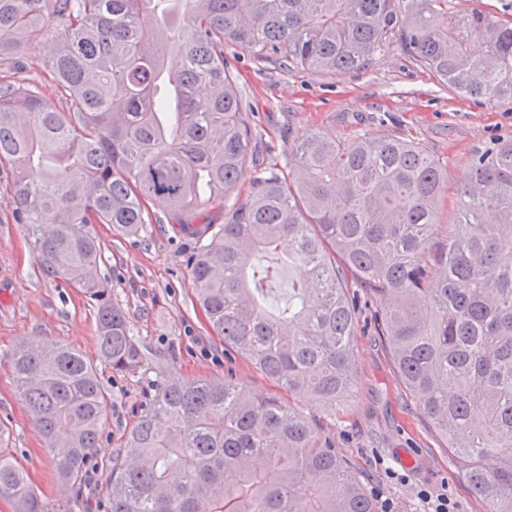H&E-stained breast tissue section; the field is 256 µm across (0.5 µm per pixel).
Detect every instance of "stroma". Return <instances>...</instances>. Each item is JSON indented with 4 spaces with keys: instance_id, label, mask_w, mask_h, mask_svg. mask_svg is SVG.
Masks as SVG:
<instances>
[{
    "instance_id": "stroma-1",
    "label": "stroma",
    "mask_w": 512,
    "mask_h": 512,
    "mask_svg": "<svg viewBox=\"0 0 512 512\" xmlns=\"http://www.w3.org/2000/svg\"><path fill=\"white\" fill-rule=\"evenodd\" d=\"M224 56L234 71L244 107L256 128L253 157L220 204L209 206L212 224L224 222L254 190L262 169L288 166L294 142L311 132L351 140L380 127L424 143L448 174L439 221L447 223L454 199L469 173L471 155L490 138L512 134V100L481 104L438 84L399 48L393 47L365 68L327 76L301 68H283L232 43ZM151 224L135 234H119L111 225L94 230L102 260L97 273L127 317L145 355L136 372L104 368L108 420L92 453L83 499L68 507L56 481L55 463L34 428L13 376L15 348L38 340L64 344L87 357L97 351L96 320L84 295L46 276L24 225L10 207L0 206V426L6 430L0 454L23 467L34 490L54 512H105L110 491L109 464L125 435L146 406L156 380L237 379L257 393L276 385L245 359L228 363L224 343L210 330L190 288V261L203 239L185 233L162 203L150 206ZM357 387L337 411L294 399L301 414L319 420L335 439L346 462L368 484L377 501L394 512H419L420 490L447 489L459 512H486L448 462L420 412L407 401L395 376L388 349L373 332L358 333ZM396 478H388V471Z\"/></svg>"
}]
</instances>
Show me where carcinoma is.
<instances>
[{
    "label": "carcinoma",
    "instance_id": "obj_1",
    "mask_svg": "<svg viewBox=\"0 0 512 512\" xmlns=\"http://www.w3.org/2000/svg\"><path fill=\"white\" fill-rule=\"evenodd\" d=\"M42 62L61 107L18 77ZM338 75L392 46L474 100L512 99V22L450 0H0V165L6 203L42 271L96 311L97 362L39 341L13 370L69 498L81 495L106 424L104 365L143 366L96 276L92 225L134 233L161 202L183 228L224 198L255 140L224 44ZM177 57V79L167 63ZM445 168L418 141L313 133L285 170L262 171L190 264L213 333L290 396L334 409L356 381L358 303L397 376L488 512H512V136L473 151L447 230ZM304 267L288 304L267 307L271 266ZM107 512H377L336 441L275 395L229 377L155 389L112 458ZM14 512H55L0 455ZM51 50L52 41L50 38L28 45L25 49V58L29 68L22 75L28 79V82L38 84L46 99L58 106L60 104H58V99L55 96L53 83L43 72L40 65L43 58L50 56Z\"/></svg>",
    "mask_w": 512,
    "mask_h": 512
}]
</instances>
